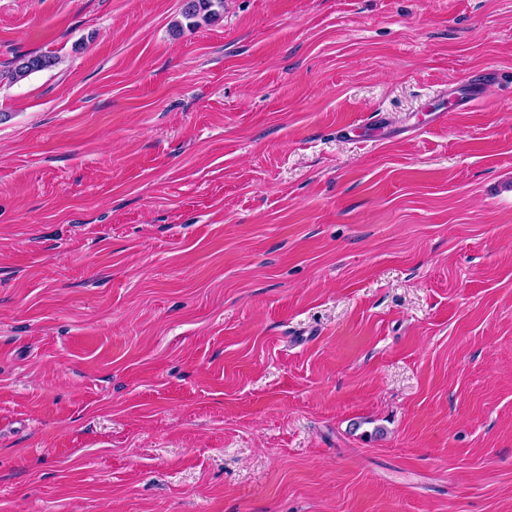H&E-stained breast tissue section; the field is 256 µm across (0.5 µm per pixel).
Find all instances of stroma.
<instances>
[{
  "label": "stroma",
  "mask_w": 512,
  "mask_h": 512,
  "mask_svg": "<svg viewBox=\"0 0 512 512\" xmlns=\"http://www.w3.org/2000/svg\"><path fill=\"white\" fill-rule=\"evenodd\" d=\"M181 4L0 0V512H512V0ZM224 0H184L181 17L187 27H195L199 20L207 22L219 14L216 8H223ZM59 62L58 57L49 54L20 56L16 58L13 68L8 70L4 78H8L10 83L17 82L33 72L52 68ZM491 76L490 73H485L474 78L455 82L447 94L450 106L460 110V112L470 109L474 103L482 98L485 86L492 81Z\"/></svg>",
  "instance_id": "35a3bbf8"
}]
</instances>
